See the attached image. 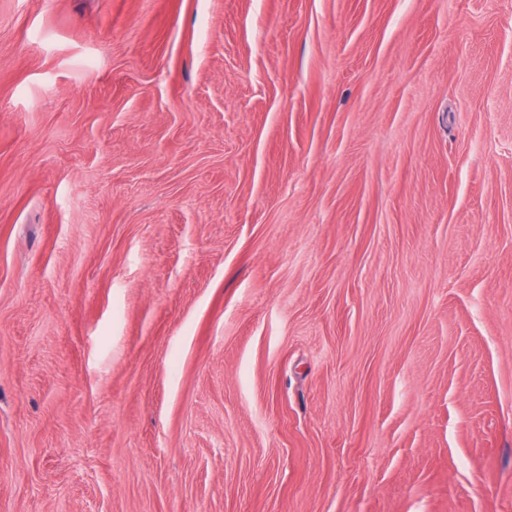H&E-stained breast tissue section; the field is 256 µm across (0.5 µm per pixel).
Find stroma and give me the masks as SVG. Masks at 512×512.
Here are the masks:
<instances>
[{
    "label": "stroma",
    "instance_id": "1",
    "mask_svg": "<svg viewBox=\"0 0 512 512\" xmlns=\"http://www.w3.org/2000/svg\"><path fill=\"white\" fill-rule=\"evenodd\" d=\"M0 512H512V0H0Z\"/></svg>",
    "mask_w": 512,
    "mask_h": 512
}]
</instances>
